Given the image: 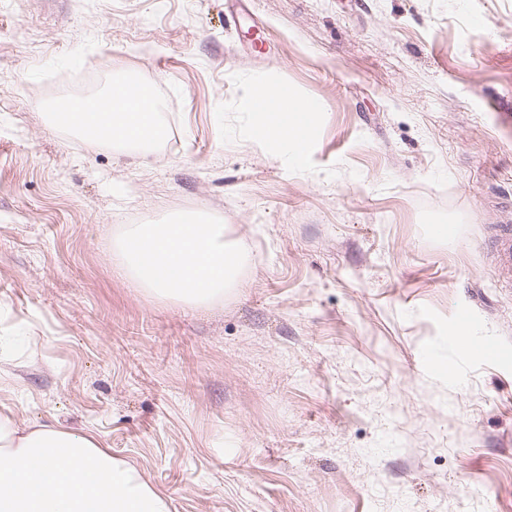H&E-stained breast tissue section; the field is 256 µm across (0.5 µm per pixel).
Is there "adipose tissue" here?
Segmentation results:
<instances>
[{"label":"adipose tissue","mask_w":512,"mask_h":512,"mask_svg":"<svg viewBox=\"0 0 512 512\" xmlns=\"http://www.w3.org/2000/svg\"><path fill=\"white\" fill-rule=\"evenodd\" d=\"M246 100L262 117L255 134L271 154L293 156L310 143L314 119L306 100L284 88L251 91ZM68 108L69 129L120 150H150L166 138L154 98L133 82ZM116 249L124 273L139 287L194 306L222 300L236 287L244 259L226 225L193 215L127 225ZM0 512H170V503L88 431L23 428L1 413Z\"/></svg>","instance_id":"1"}]
</instances>
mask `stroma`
<instances>
[{
  "mask_svg": "<svg viewBox=\"0 0 512 512\" xmlns=\"http://www.w3.org/2000/svg\"><path fill=\"white\" fill-rule=\"evenodd\" d=\"M125 79L160 147L51 126ZM264 82L319 107L302 159L250 133ZM185 213L246 253L222 302L120 270L125 225ZM503 224L512 0H0V413L95 433L172 512H512ZM457 340L459 357H471L476 354L492 355L494 353V344L486 336H464Z\"/></svg>",
  "mask_w": 512,
  "mask_h": 512,
  "instance_id": "1",
  "label": "stroma"
}]
</instances>
